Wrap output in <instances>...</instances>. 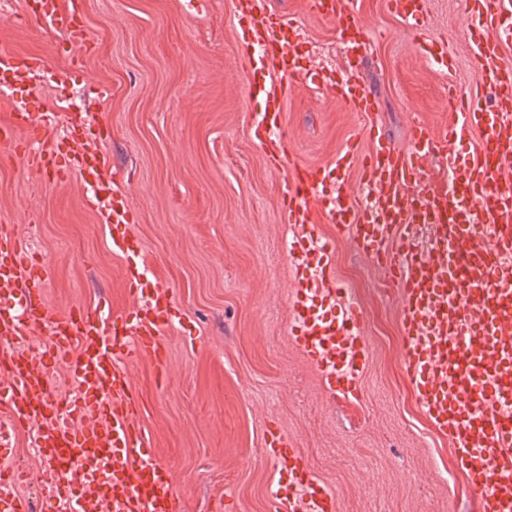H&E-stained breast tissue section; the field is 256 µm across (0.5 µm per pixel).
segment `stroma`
Instances as JSON below:
<instances>
[{"mask_svg":"<svg viewBox=\"0 0 512 512\" xmlns=\"http://www.w3.org/2000/svg\"><path fill=\"white\" fill-rule=\"evenodd\" d=\"M301 30L304 58L336 76L358 69L378 111H349L327 89L297 77L285 104L294 163L335 160L347 140L376 128L406 148L414 122L448 131V85L469 86L493 111L463 29L469 0H424L445 35L447 65L428 37L407 28L392 0H353L372 41L350 60L334 22L310 0H265ZM26 0L0 11V45L42 55L38 77L56 133L71 119L105 136L113 175L136 214L132 231L150 262L146 288L171 286L183 318L164 338L167 372L148 361L130 371L139 420L173 475L184 512H275L280 474L264 453L267 424L302 448L314 476L338 495V512H480L453 448L422 413L400 365L397 293L385 269L331 224L318 229L334 251L336 277L363 314L370 349L361 398L330 396L290 337L299 283L289 264L292 229L281 186L251 136L262 104L247 92L232 0H84L91 53L73 62L62 35L24 17ZM49 269L46 295L58 310L130 299L110 231L87 206L76 176L47 183L0 151V213ZM35 428L0 447V468L25 467L18 491L45 506Z\"/></svg>","mask_w":512,"mask_h":512,"instance_id":"1","label":"stroma"}]
</instances>
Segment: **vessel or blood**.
I'll return each instance as SVG.
<instances>
[{"label":"vessel or blood","instance_id":"b4317fda","mask_svg":"<svg viewBox=\"0 0 512 512\" xmlns=\"http://www.w3.org/2000/svg\"><path fill=\"white\" fill-rule=\"evenodd\" d=\"M312 6L335 22L349 50L366 51L370 36L349 0H313ZM234 9L237 41L252 54L249 91L264 103L252 130L280 167L289 81L303 73L318 86L329 77L304 64L293 20L264 9L261 0H234ZM35 16L74 47L90 48L75 6L40 0ZM466 27L475 67L493 95L495 122L452 83L453 120L442 138L418 124L408 149L375 135L365 155L353 139L336 162L294 167L284 182L288 221L299 229L288 258L306 274L292 300L291 335L327 391L358 396L369 360L362 312L343 300L335 254L313 222L318 212L339 230L354 231L357 247L388 266L398 293L402 368L421 409L453 442L457 467L470 479L481 512H512V179L501 173L512 160V65L499 57L501 44L512 41V0H471ZM44 67L40 55L0 48V109L7 113L0 144L36 172L78 175L88 205L112 228V251L124 262L132 303L118 315L100 304L52 309L44 293L47 266L11 231V217H0V404L9 415L0 445L15 428L37 425L45 479L56 488L50 512H183L169 470L144 439L129 376L140 360L162 364L161 340L181 311L163 287L139 302L146 264L128 230V194L97 134L58 137L51 111H33L39 98L30 87ZM334 92L350 111L378 108L356 80L338 82ZM476 130L483 147L462 159L457 145ZM436 154L448 165V180L422 184L421 166ZM358 158L363 174L353 186L345 174ZM355 192L364 204L351 201ZM35 332L49 340L33 357L20 345ZM61 360L76 383L68 398L53 394L48 377ZM264 444L288 474L272 492L275 512H336V492L312 475L292 438L271 427ZM25 478L20 469L0 472V512H30L29 500L14 492Z\"/></svg>","mask_w":512,"mask_h":512}]
</instances>
